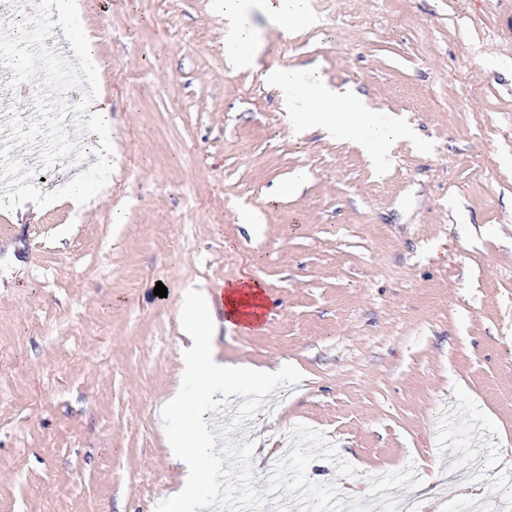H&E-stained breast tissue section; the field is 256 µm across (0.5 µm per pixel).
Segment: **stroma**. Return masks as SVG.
Returning <instances> with one entry per match:
<instances>
[{
    "label": "stroma",
    "mask_w": 512,
    "mask_h": 512,
    "mask_svg": "<svg viewBox=\"0 0 512 512\" xmlns=\"http://www.w3.org/2000/svg\"><path fill=\"white\" fill-rule=\"evenodd\" d=\"M275 2L239 0L260 49L243 71L219 0H84L112 172L80 213L7 212L0 512H155L177 493L162 409L181 385L183 291L251 279L268 316L246 332L214 309V350L303 375L232 435L257 448V490L304 424L356 470L316 459L309 479L373 512L383 492L433 512L512 498V0H306L313 27ZM270 68L353 86L375 125L398 114L414 138L382 174L349 137L295 135ZM471 481L485 495L457 498Z\"/></svg>",
    "instance_id": "obj_1"
}]
</instances>
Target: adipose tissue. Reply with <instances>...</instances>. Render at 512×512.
I'll return each instance as SVG.
<instances>
[{
  "label": "adipose tissue",
  "mask_w": 512,
  "mask_h": 512,
  "mask_svg": "<svg viewBox=\"0 0 512 512\" xmlns=\"http://www.w3.org/2000/svg\"><path fill=\"white\" fill-rule=\"evenodd\" d=\"M226 21L225 41L234 45L236 54L233 63L236 68L247 70L256 67L259 49L244 38L238 23L237 0H224ZM289 112H299L303 123L321 128L328 134H337L338 116L349 113L353 122L351 132L356 144L373 160L383 161L393 143L409 136L402 116H393L386 128L374 126L369 119L370 106L365 97L349 85H332L318 80L305 85L303 95H289L282 102ZM87 110L93 117L86 134L89 140L99 145L98 160L104 167H111L112 160L106 149L111 137L110 113L111 97L97 94L91 97ZM263 289L260 283L231 282L224 291V315L227 323H235L246 330L256 329L260 315L258 308L262 302Z\"/></svg>",
  "instance_id": "ef3b65f1"
}]
</instances>
